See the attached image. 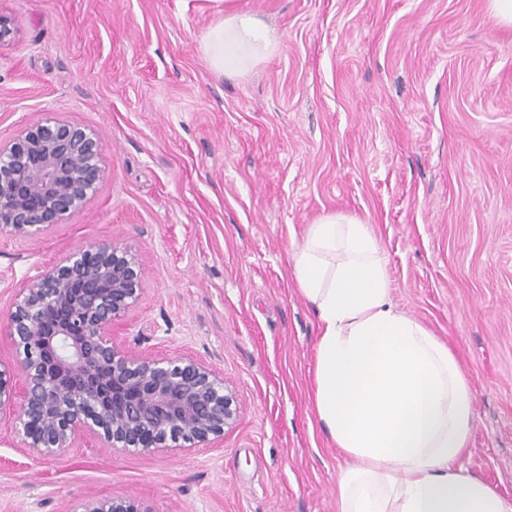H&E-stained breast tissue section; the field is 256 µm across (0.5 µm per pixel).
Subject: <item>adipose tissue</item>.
I'll list each match as a JSON object with an SVG mask.
<instances>
[{"label":"adipose tissue","instance_id":"ef3b65f1","mask_svg":"<svg viewBox=\"0 0 512 512\" xmlns=\"http://www.w3.org/2000/svg\"><path fill=\"white\" fill-rule=\"evenodd\" d=\"M215 72L244 76L277 50L239 0L207 31ZM301 296L319 320L314 405L348 456L339 512H512V498L463 464L475 405L451 347L392 299L376 236L357 217L322 215L293 253Z\"/></svg>","mask_w":512,"mask_h":512}]
</instances>
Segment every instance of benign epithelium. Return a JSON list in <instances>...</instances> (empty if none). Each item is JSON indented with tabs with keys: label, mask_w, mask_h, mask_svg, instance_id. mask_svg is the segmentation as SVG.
<instances>
[{
	"label": "benign epithelium",
	"mask_w": 512,
	"mask_h": 512,
	"mask_svg": "<svg viewBox=\"0 0 512 512\" xmlns=\"http://www.w3.org/2000/svg\"><path fill=\"white\" fill-rule=\"evenodd\" d=\"M104 144L45 114L0 144V233L37 236L64 224L98 190ZM143 268L117 242L81 247L17 289L3 330L0 410L16 409L14 447L37 459L79 436L114 451L166 454L208 445L239 419L235 394L192 357L133 353L113 337L138 304ZM63 512H154L129 497L68 501Z\"/></svg>",
	"instance_id": "benign-epithelium-1"
}]
</instances>
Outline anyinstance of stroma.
Here are the masks:
<instances>
[{"mask_svg": "<svg viewBox=\"0 0 512 512\" xmlns=\"http://www.w3.org/2000/svg\"><path fill=\"white\" fill-rule=\"evenodd\" d=\"M278 41L242 77L202 39L215 0H0V143L43 113L96 131L97 193L67 223L0 234V321L71 251L135 247L126 349L192 356L240 409L213 448L33 459L0 411V512L132 496L155 512H338L348 465L314 412V310L291 255L327 213L370 224L397 306L473 392L464 464L512 498V30L488 0H241Z\"/></svg>", "mask_w": 512, "mask_h": 512, "instance_id": "obj_1", "label": "stroma"}]
</instances>
